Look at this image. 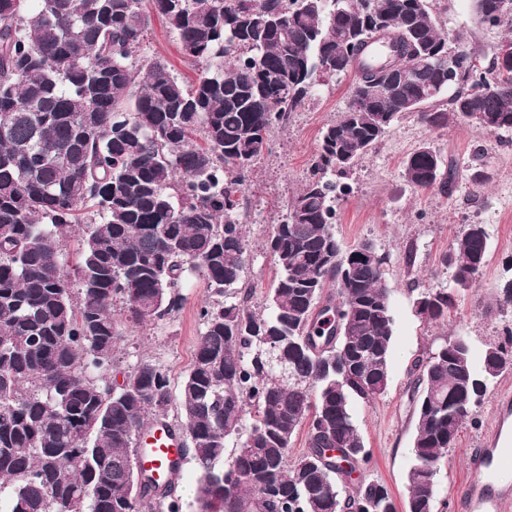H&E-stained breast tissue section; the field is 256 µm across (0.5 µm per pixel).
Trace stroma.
<instances>
[{"label":"stroma","instance_id":"stroma-1","mask_svg":"<svg viewBox=\"0 0 512 512\" xmlns=\"http://www.w3.org/2000/svg\"><path fill=\"white\" fill-rule=\"evenodd\" d=\"M430 7L441 29L449 36H462L481 63L492 62L493 48L504 37L505 28L479 24L471 0H431ZM143 53L165 60L181 79L196 77L194 67L184 62L176 38L161 18H153ZM352 80V75H337L317 86L312 98L291 114L286 127L273 131L270 153L255 166L239 209L252 247L241 285L250 294L251 306H263L272 285L274 269L265 250L270 227L285 213L307 176L323 126L344 111ZM423 146L454 161L457 186L452 196L418 190L404 178V162ZM480 149L486 153L488 184L475 196L469 178L475 169L474 154ZM343 182L349 191L336 204V236L343 249L370 241L388 254L386 278L396 321L388 388L374 403L357 411V424L371 460L355 477L383 483L401 502L407 494L406 476L411 465L413 426L407 390L413 359L457 334L468 336L479 351L498 342L505 328H512V307L498 309L492 305L501 285L512 279V132L492 134L476 121L453 119L447 126L430 128L408 115L358 160ZM469 224L483 225L488 234L487 264L445 325L427 323L414 312L416 295L448 285L450 278L440 259ZM410 250L415 253L411 265L405 260ZM183 294L181 309L171 317L126 330L116 351L117 367L151 360L167 368L172 379L180 378L202 330L199 310L208 299V291L202 279L191 276ZM481 300L491 303L489 312L477 310ZM504 392L512 393V371L488 388L473 419L464 423L455 448L443 458V499H451L455 483L466 473V450L477 447L493 427L496 401Z\"/></svg>","mask_w":512,"mask_h":512}]
</instances>
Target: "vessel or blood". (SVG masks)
Instances as JSON below:
<instances>
[{
  "label": "vessel or blood",
  "instance_id": "1",
  "mask_svg": "<svg viewBox=\"0 0 512 512\" xmlns=\"http://www.w3.org/2000/svg\"><path fill=\"white\" fill-rule=\"evenodd\" d=\"M140 466L160 482L172 477L181 458L176 434L162 423L150 421L141 429ZM458 512H512V443L500 432L489 434L478 447L469 449L466 476L455 487Z\"/></svg>",
  "mask_w": 512,
  "mask_h": 512
}]
</instances>
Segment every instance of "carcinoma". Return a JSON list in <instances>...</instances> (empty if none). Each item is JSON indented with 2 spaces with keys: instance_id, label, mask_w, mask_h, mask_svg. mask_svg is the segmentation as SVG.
Listing matches in <instances>:
<instances>
[{
  "instance_id": "carcinoma-1",
  "label": "carcinoma",
  "mask_w": 512,
  "mask_h": 512,
  "mask_svg": "<svg viewBox=\"0 0 512 512\" xmlns=\"http://www.w3.org/2000/svg\"><path fill=\"white\" fill-rule=\"evenodd\" d=\"M486 2L488 25H512V0ZM155 15L197 68L192 84L143 55ZM474 67L466 48L448 58L427 0H0V512H183L147 475L128 495L136 433L168 418L169 372L142 360L119 384L112 368L122 327L177 312L190 275L210 293L179 391L194 512H396L378 481L349 489L370 461L357 409L389 383V256L342 250L329 175L405 115L512 131V63ZM348 72L346 110L271 226L273 284L256 311L237 298L250 253L240 197L272 131ZM454 175L429 146L405 162L408 182L442 196ZM74 234L68 263L59 242ZM487 253L483 225H467L441 258L451 284L419 293L418 315L445 321ZM511 368V328L481 351L453 336L414 358L404 512L446 508L441 460Z\"/></svg>"
}]
</instances>
